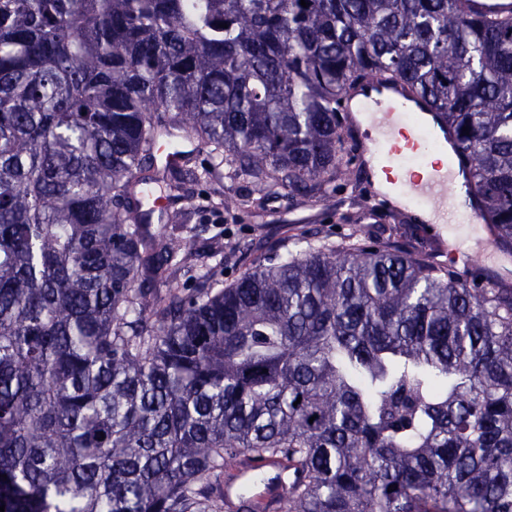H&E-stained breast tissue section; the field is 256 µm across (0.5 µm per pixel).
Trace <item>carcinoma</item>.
I'll list each match as a JSON object with an SVG mask.
<instances>
[{
    "label": "carcinoma",
    "mask_w": 512,
    "mask_h": 512,
    "mask_svg": "<svg viewBox=\"0 0 512 512\" xmlns=\"http://www.w3.org/2000/svg\"><path fill=\"white\" fill-rule=\"evenodd\" d=\"M305 2L0 0L5 512H224L242 456L288 462L281 512H512L504 278L378 241L360 192L340 252L305 234L161 290L204 252L150 224V184L222 169L235 220L355 189L368 79L433 114L512 250V15Z\"/></svg>",
    "instance_id": "obj_1"
}]
</instances>
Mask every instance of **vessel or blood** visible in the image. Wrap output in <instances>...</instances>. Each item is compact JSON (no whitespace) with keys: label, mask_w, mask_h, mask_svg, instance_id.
<instances>
[{"label":"vessel or blood","mask_w":512,"mask_h":512,"mask_svg":"<svg viewBox=\"0 0 512 512\" xmlns=\"http://www.w3.org/2000/svg\"><path fill=\"white\" fill-rule=\"evenodd\" d=\"M348 111L378 115L383 124L366 150L378 158L380 170L391 190L409 198L416 206L444 198L454 209L466 211L470 223H481L480 212L469 206L467 200L457 196L450 170L434 166L429 175H422L421 167L433 150L432 128L421 121L416 107L396 91L380 87L376 82L363 84L346 102ZM263 474L264 491L256 498L261 512H271L284 492L287 472L271 460H250L238 467L234 476L224 482V504L233 508L239 482Z\"/></svg>","instance_id":"vessel-or-blood-1"}]
</instances>
